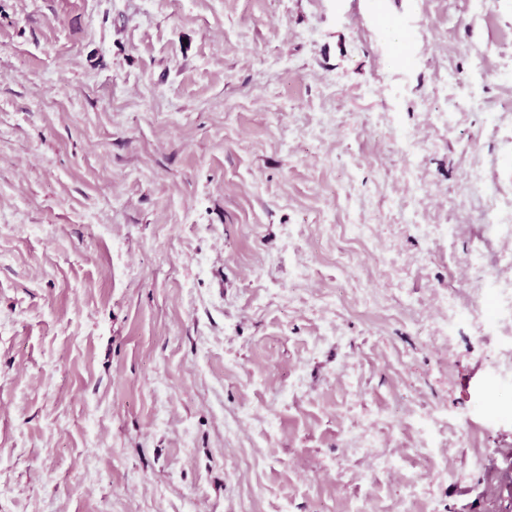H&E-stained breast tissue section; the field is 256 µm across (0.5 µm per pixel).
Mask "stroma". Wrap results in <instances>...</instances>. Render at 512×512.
<instances>
[{
	"label": "stroma",
	"instance_id": "35a3bbf8",
	"mask_svg": "<svg viewBox=\"0 0 512 512\" xmlns=\"http://www.w3.org/2000/svg\"><path fill=\"white\" fill-rule=\"evenodd\" d=\"M505 186L512 0H0V512H512ZM498 282L501 285L496 291L477 296V306L484 312L487 322L493 326H499L503 320L504 307H510L512 329V278Z\"/></svg>",
	"mask_w": 512,
	"mask_h": 512
}]
</instances>
